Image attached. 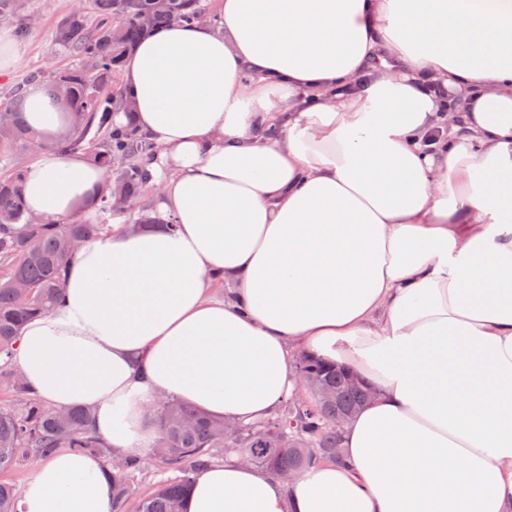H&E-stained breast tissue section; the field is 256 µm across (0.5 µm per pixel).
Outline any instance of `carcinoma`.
<instances>
[{
	"mask_svg": "<svg viewBox=\"0 0 512 512\" xmlns=\"http://www.w3.org/2000/svg\"><path fill=\"white\" fill-rule=\"evenodd\" d=\"M95 22L85 12L75 11L61 19L55 31L58 45L79 57L83 65L49 75L63 94L73 118L72 131L61 147L83 152L94 141V162L113 170V180L100 198V222L91 224L32 223L26 214L21 189L22 169L17 167L0 178V376L7 379L21 408L0 406V470L23 461H38L58 448L81 455H108L109 450L90 429L92 410L75 407L51 411L21 382L11 369L10 358L21 327L48 311L63 288L70 240L83 241L109 230L107 221L115 212L127 210L123 199L137 198L141 188L153 180L147 166L129 164L112 169L114 159L154 154L147 137L132 115L127 123L114 126L112 76L126 55L156 27L172 23L192 24L204 12L201 0H93ZM10 137L0 147L18 155L41 140L26 126L21 113L0 112ZM306 372V387L328 385L337 400L328 406L307 395L304 405L293 403L266 420L244 426L239 439L224 437V421L175 401L160 403L151 414L157 430L150 458L173 467L180 476L166 481L155 493L143 498L139 512H181L193 475L209 462L211 448H235L254 458L255 466L273 475L303 471L327 458L339 462L343 436L333 424L336 412L358 414L364 407L367 383L350 380L346 370L309 354L300 356ZM143 463L124 461V470L108 473L115 512H125L131 495L130 480ZM15 488L0 482V512H16Z\"/></svg>",
	"mask_w": 512,
	"mask_h": 512,
	"instance_id": "1",
	"label": "carcinoma"
}]
</instances>
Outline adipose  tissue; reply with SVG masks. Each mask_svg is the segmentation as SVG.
I'll return each mask as SVG.
<instances>
[{
  "instance_id": "ef3b65f1",
  "label": "adipose tissue",
  "mask_w": 512,
  "mask_h": 512,
  "mask_svg": "<svg viewBox=\"0 0 512 512\" xmlns=\"http://www.w3.org/2000/svg\"><path fill=\"white\" fill-rule=\"evenodd\" d=\"M222 2L124 64L164 223L84 242L14 366L123 458L161 397L267 418L304 351L378 392L344 463L288 487L211 465L183 512H512V0ZM23 119L46 141L29 211H94L104 171L56 148L61 97L31 84ZM105 470L55 452L17 512H112Z\"/></svg>"
}]
</instances>
